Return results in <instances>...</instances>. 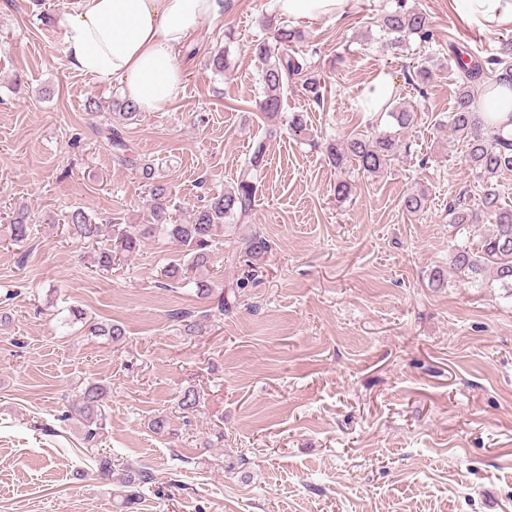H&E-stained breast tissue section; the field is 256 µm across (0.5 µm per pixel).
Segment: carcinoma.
Here are the masks:
<instances>
[{"label": "carcinoma", "mask_w": 512, "mask_h": 512, "mask_svg": "<svg viewBox=\"0 0 512 512\" xmlns=\"http://www.w3.org/2000/svg\"><path fill=\"white\" fill-rule=\"evenodd\" d=\"M379 26L388 36L386 45L396 51L404 48L406 41L417 36L427 42L433 37L428 16L422 11L399 4L393 10L384 12ZM268 36L253 45V53L262 63L260 93L256 100L259 112L268 118H278L283 107L284 88L296 76H302L306 96L320 102V80L308 75V65L301 56H296L292 43L299 38V31L284 22L273 18L263 21ZM450 60L454 62L458 75V95L453 111L448 115V123L466 143V158L470 169L486 183L481 197V206L494 217V224L483 234L475 247L462 246L454 249L449 263L460 277L472 283H482L491 279L512 294V205L503 202L504 195L493 184V179L505 171H512V129L504 125L493 126L482 112L473 110L475 89L486 78L487 71L494 72L500 84L512 85V40H505L496 55L483 61L470 56L464 59L466 51L450 47ZM397 130L381 131L371 137L359 133L339 141L325 144V153L330 164L343 169L355 163L369 174L381 172L390 161L409 145L404 142L403 133L418 123V113L402 103L391 106L387 112ZM104 138L115 151L124 152L121 161L141 178H154V164L133 156L128 151L122 131L108 126ZM265 152L258 147L246 163L244 172L236 182L224 188V192L213 195L208 202L196 210L189 219L177 215L179 206L172 203V197L163 185L153 186V202L150 207V223L122 226L113 225L112 243L94 250V264L103 271L112 270L120 255L134 252L141 238L157 231L164 232L176 242L187 261L172 263L166 270L167 277L177 283L186 279V274L205 267L211 262L215 251L224 240V226L237 224L252 215L255 208L257 185L253 172L263 165ZM450 222L458 230L473 223V213L464 207L450 205ZM66 232L75 239H90L99 235V225L92 222L80 210L67 212L61 218ZM32 226L23 213L10 220L6 234L0 238L2 245H18L29 239ZM270 249L267 239L254 232L238 241L231 253L226 256L229 271L239 270L241 276L235 280V288L243 290L250 281L261 273L259 261ZM238 295H221L210 307V315L217 318L230 312ZM72 319L88 325L92 336H106L117 342L124 336V330L110 322H96L79 307L70 309ZM107 388L99 383L87 385L66 411V418H73L85 428L84 440L92 442L99 438L106 426L104 399ZM153 472L133 465H126L121 477L124 488L123 501L134 504L139 497V489L154 482Z\"/></svg>", "instance_id": "1"}]
</instances>
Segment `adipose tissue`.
I'll list each match as a JSON object with an SVG mask.
<instances>
[{
  "mask_svg": "<svg viewBox=\"0 0 512 512\" xmlns=\"http://www.w3.org/2000/svg\"><path fill=\"white\" fill-rule=\"evenodd\" d=\"M283 21L337 20L353 0H273ZM460 12L488 29L512 27V0H456ZM224 0H74L61 22L65 55L76 71L108 83L143 112H165L179 98V57L187 38L210 26Z\"/></svg>",
  "mask_w": 512,
  "mask_h": 512,
  "instance_id": "adipose-tissue-1",
  "label": "adipose tissue"
}]
</instances>
